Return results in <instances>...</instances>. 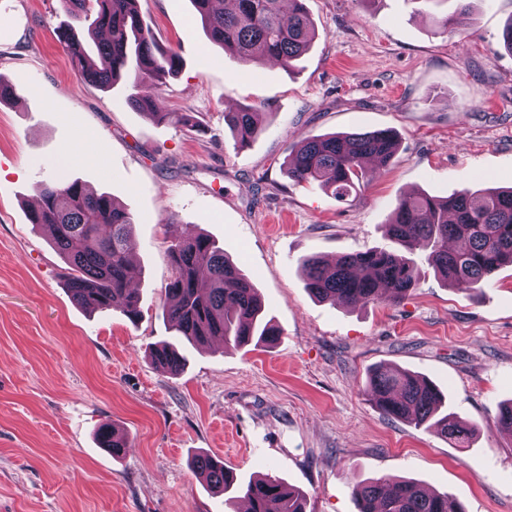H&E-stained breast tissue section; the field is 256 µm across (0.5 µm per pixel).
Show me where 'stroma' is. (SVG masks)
I'll use <instances>...</instances> for the list:
<instances>
[{
  "instance_id": "35a3bbf8",
  "label": "stroma",
  "mask_w": 512,
  "mask_h": 512,
  "mask_svg": "<svg viewBox=\"0 0 512 512\" xmlns=\"http://www.w3.org/2000/svg\"><path fill=\"white\" fill-rule=\"evenodd\" d=\"M316 36L293 69L242 62L207 38L191 0H140L179 72L142 84L186 126L132 110L128 89L82 80L58 43L64 0H0V512H241L191 466L206 452L239 480L270 474L306 512H356L352 476L409 478L468 512H512V265L481 292L422 265L398 303L314 299L301 261L387 248L397 202L465 186H512V0H471L466 41L422 0H306ZM252 104L261 130L239 146L225 113ZM388 129L398 149L348 200L288 179L308 136ZM78 180L135 217L141 318L90 312L28 211L39 183ZM204 232L258 288L272 345L190 347L176 376L149 357L173 331L162 312L172 236ZM433 381L474 435L458 443L392 420L369 401L370 368ZM111 425L120 458L100 448Z\"/></svg>"
}]
</instances>
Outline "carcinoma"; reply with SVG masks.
Instances as JSON below:
<instances>
[{"label":"carcinoma","instance_id":"cac0c4a2","mask_svg":"<svg viewBox=\"0 0 512 512\" xmlns=\"http://www.w3.org/2000/svg\"><path fill=\"white\" fill-rule=\"evenodd\" d=\"M212 42L245 62L261 56L289 69L309 49L315 29L304 0H233L216 9V0H191ZM451 15L434 17L444 31L462 34L467 0H456ZM73 23L57 31L81 77L104 89L124 80L138 87L150 81L160 87L177 73L180 58L160 53L152 32L143 26L139 0H66ZM104 31L106 37L87 48L76 26ZM127 104L157 121L171 118L158 111L157 101L135 91ZM259 112L245 106L224 113V123L237 142L248 145L260 131ZM390 130L311 136L288 160V177L332 190L339 200L352 195L367 175L366 164H387L397 150ZM38 205L29 213L33 229L50 228L55 248L69 267L67 290L73 302L99 311H119L131 322L141 317L140 294L131 285L129 254L133 249L134 217L106 193L79 181L43 183ZM392 250L348 253L333 263L319 256L304 259L302 268L310 293L322 301L392 302L409 296L421 280L412 255L425 254L435 273L449 286L473 292L487 286L503 266L512 265V188L473 191L464 187L448 198L425 193L401 199L386 225ZM173 276L166 288L163 313L173 331L193 345L215 338L236 347L271 343L280 330L262 317L258 290L225 255L224 249L202 233L182 235L169 248ZM153 362L176 375L184 355L173 342L152 351ZM370 400L389 418L435 430L460 442L470 434L448 411L442 393L430 380L397 366L380 365L367 381ZM101 447L121 456L127 440L102 426ZM194 469L216 493L239 496L248 512H305L304 494L270 475L240 483L232 469L207 454L193 460ZM358 512H463L461 502L447 492L426 490L421 483L384 476L349 482Z\"/></svg>","mask_w":512,"mask_h":512}]
</instances>
